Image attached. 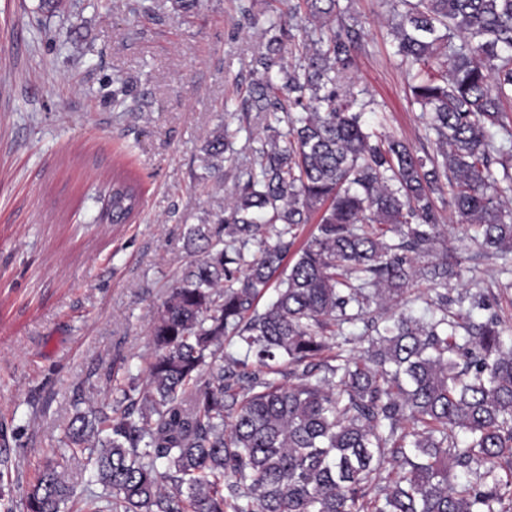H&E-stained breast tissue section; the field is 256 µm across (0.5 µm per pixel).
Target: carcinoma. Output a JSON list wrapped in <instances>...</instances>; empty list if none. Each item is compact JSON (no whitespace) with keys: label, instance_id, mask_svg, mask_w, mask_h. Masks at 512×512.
<instances>
[{"label":"carcinoma","instance_id":"1","mask_svg":"<svg viewBox=\"0 0 512 512\" xmlns=\"http://www.w3.org/2000/svg\"><path fill=\"white\" fill-rule=\"evenodd\" d=\"M390 7L435 145L423 156L373 130L367 104L341 92L362 34L340 0H288L297 35L241 6L246 26L270 33L242 103L265 133L224 216L189 229L147 374L116 386L119 415L75 411L69 455L44 463L23 512H512V328L480 292L448 297L470 272L457 248L430 271L425 315L369 318L436 250L445 195L473 245L512 253V0ZM285 37L299 55L291 69ZM237 134L226 125L206 140L208 169L232 160ZM139 195L115 181L102 218L127 223ZM315 215L316 233L294 249ZM466 301L482 322L449 314ZM357 323L364 333L346 335ZM338 337L367 346L327 354ZM233 339L244 357L224 355ZM72 462L103 492H77Z\"/></svg>","mask_w":512,"mask_h":512}]
</instances>
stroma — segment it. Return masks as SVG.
<instances>
[{
  "label": "stroma",
  "instance_id": "obj_1",
  "mask_svg": "<svg viewBox=\"0 0 512 512\" xmlns=\"http://www.w3.org/2000/svg\"><path fill=\"white\" fill-rule=\"evenodd\" d=\"M240 0H201L195 12L156 0H0V489L14 512L45 460L66 453L74 404L115 409L112 384L143 377L153 321L187 259L191 225L228 207L233 167L216 178L205 138L242 123L247 154L264 122H240L254 56L267 38L242 25ZM365 37L350 89L379 132L433 151L390 34L387 0H341ZM125 109L114 108V98ZM142 194L127 224L97 220L114 176ZM440 229L512 326L500 261L477 251L450 208Z\"/></svg>",
  "mask_w": 512,
  "mask_h": 512
}]
</instances>
